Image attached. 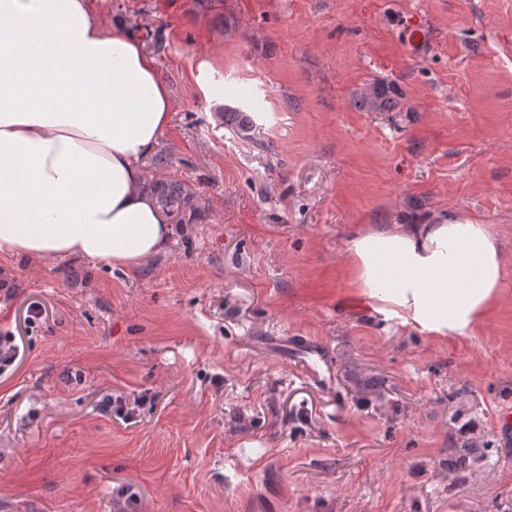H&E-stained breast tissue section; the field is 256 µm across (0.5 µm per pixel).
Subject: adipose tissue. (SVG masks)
Wrapping results in <instances>:
<instances>
[{"label":"adipose tissue","mask_w":512,"mask_h":512,"mask_svg":"<svg viewBox=\"0 0 512 512\" xmlns=\"http://www.w3.org/2000/svg\"><path fill=\"white\" fill-rule=\"evenodd\" d=\"M171 112L153 57L89 0H0V251L118 267L165 251L174 228L140 161ZM347 250L371 311L434 336L472 335L501 294L486 224L362 226Z\"/></svg>","instance_id":"obj_1"}]
</instances>
